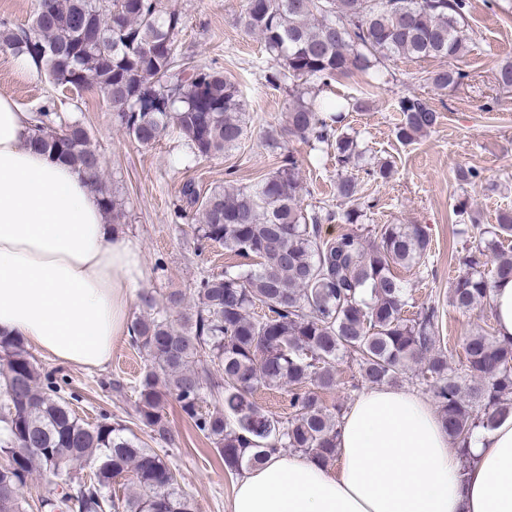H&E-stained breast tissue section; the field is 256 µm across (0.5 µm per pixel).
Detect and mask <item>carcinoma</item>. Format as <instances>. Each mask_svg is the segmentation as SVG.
Masks as SVG:
<instances>
[{"label": "carcinoma", "mask_w": 512, "mask_h": 512, "mask_svg": "<svg viewBox=\"0 0 512 512\" xmlns=\"http://www.w3.org/2000/svg\"><path fill=\"white\" fill-rule=\"evenodd\" d=\"M468 11L469 0H245V31L277 60L265 81L290 92L298 81L312 85L289 105L288 133L316 150L333 148L336 193L351 206L303 211L301 169L291 153L254 187L217 186L202 195L190 182L183 186L187 204L199 212L196 241L242 262L202 276L197 309L176 319L171 312L182 308V292H170L161 308L152 295H140L143 314L131 321L130 343L147 355L135 393L138 421L151 441L172 442L164 412L171 400L231 473L262 465L279 448L331 465L343 413L328 408L321 394L336 387V361L344 355L376 385L395 384L410 365L421 366L464 456L475 430L512 415V343L482 331L463 337L467 373L460 376L436 349L437 307L407 314L409 294L398 271L426 264V228L381 224L373 238L364 237L366 214L355 204L361 183L348 172L363 151L339 132L347 113L364 109V102L318 100L332 81L376 76L394 58L458 57L469 42ZM179 25L180 16L162 12L158 0H40L28 27H0V46L34 58L57 87L98 88L112 98L115 123L140 144L150 146L171 130L195 156L208 158L241 144L243 96L203 65L191 66L203 85L179 80L173 72ZM466 78L448 68L433 83L445 90ZM396 109L402 142L440 119L417 95L400 97ZM30 142L87 174L112 220L123 215L121 199L100 180L103 158L79 122L57 125L43 112ZM333 222L357 228L322 236V224ZM484 233L490 239L460 260L450 288L449 303L459 311L512 280V251L498 249L500 239L512 238V212ZM258 306L265 312L256 317ZM285 387L292 409L286 417L254 398L260 389ZM0 391V512H195L158 449L106 413L94 422L78 417L72 402L79 395L44 371L19 337L0 336ZM206 398L214 402L208 411L201 406ZM37 473L53 488L33 505L24 488Z\"/></svg>", "instance_id": "carcinoma-1"}]
</instances>
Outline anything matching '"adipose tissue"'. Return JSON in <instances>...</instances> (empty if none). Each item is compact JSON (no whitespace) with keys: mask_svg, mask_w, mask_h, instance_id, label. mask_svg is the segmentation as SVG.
<instances>
[{"mask_svg":"<svg viewBox=\"0 0 512 512\" xmlns=\"http://www.w3.org/2000/svg\"><path fill=\"white\" fill-rule=\"evenodd\" d=\"M36 119L0 95V334L99 369L147 268L87 175L31 147ZM231 512H512V419L475 431L464 460L429 401L373 387L343 418L336 467L276 451L238 479Z\"/></svg>","mask_w":512,"mask_h":512,"instance_id":"ef3b65f1","label":"adipose tissue"}]
</instances>
